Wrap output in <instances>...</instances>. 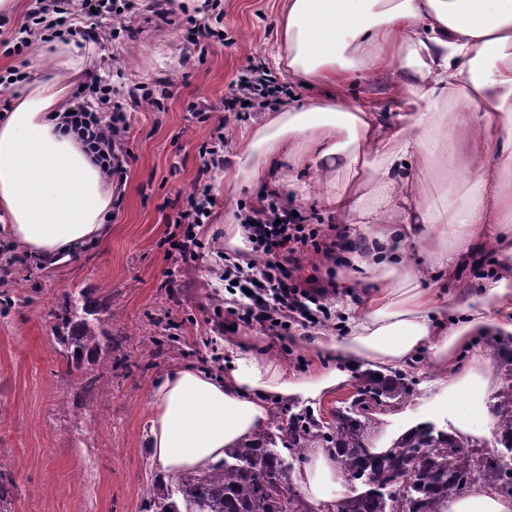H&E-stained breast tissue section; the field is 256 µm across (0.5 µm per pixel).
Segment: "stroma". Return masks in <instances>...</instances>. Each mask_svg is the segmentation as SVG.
I'll return each mask as SVG.
<instances>
[{
	"instance_id": "stroma-1",
	"label": "stroma",
	"mask_w": 512,
	"mask_h": 512,
	"mask_svg": "<svg viewBox=\"0 0 512 512\" xmlns=\"http://www.w3.org/2000/svg\"><path fill=\"white\" fill-rule=\"evenodd\" d=\"M284 0H221L223 41H210L203 61L182 65L176 25L152 11L129 23L113 44L90 46L87 54L102 81L128 90L136 83L155 87L172 83L175 92L162 112L140 108L128 113V147L133 155L119 196L112 199L110 233L68 261L50 264L25 255L0 235V263L24 258L12 279L0 283L12 307L0 316V460L9 462L17 484L11 512H151L148 489L163 473L146 445L149 408L146 394L168 370L190 365L211 369V353L202 340L224 341L215 324V306H229L231 296L214 275L216 251L223 248L224 216L254 201L266 187L287 190L299 173L279 159L255 182L232 184L223 171L212 174L217 203L202 233L212 250L195 266L170 273L165 255L172 204L187 196L202 160L199 147L216 126L224 128V154L232 156L241 136L259 124L262 113L237 120L224 110L230 83L248 65H261L278 82L289 83L290 103L330 94L327 86L290 84L276 63L281 46ZM394 77L381 72L355 74L347 93L373 101L386 111ZM206 103L201 118L192 107ZM466 169L450 172L440 163L422 174L421 200L429 207L462 204L470 186ZM412 274L424 275L428 288H444L463 298L472 269L433 274L414 244L405 248ZM86 293L111 313L104 328L112 349L96 361L75 365L61 353L54 332L55 315L67 295ZM180 339L179 349L166 339ZM108 382L99 396L84 390L87 376ZM413 392L404 406L410 417L445 427L446 417L428 405L439 392L428 363L414 371ZM407 417V418H410ZM407 418L391 420L401 428Z\"/></svg>"
}]
</instances>
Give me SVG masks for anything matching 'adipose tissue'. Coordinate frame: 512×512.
<instances>
[{
	"mask_svg": "<svg viewBox=\"0 0 512 512\" xmlns=\"http://www.w3.org/2000/svg\"><path fill=\"white\" fill-rule=\"evenodd\" d=\"M278 60L300 86L336 94L281 106L235 147L231 181L267 173L277 158L312 175L327 211L369 237L354 255L359 278L377 290L343 337L326 333L302 345L313 365L289 369L266 341L240 353L229 340L228 368L217 377L191 367L168 371L148 395L147 446L173 476L218 463L224 451L266 427L269 403L310 406L345 386L357 371L415 369L429 359L441 375L432 406L459 433L488 441L484 404L492 361L460 350L480 336L512 355V0H285ZM32 65L41 79L9 86L12 106L0 114V230L53 263L110 230L112 186L78 135L66 129L61 104L87 58L68 37L36 41ZM395 73L388 111L343 92L353 74ZM454 111L448 131L435 118ZM443 165L471 158L473 183L462 207L431 214L419 201L425 159ZM350 173L337 189L336 163ZM417 244L431 270L446 271L492 249L490 268L475 266L467 299L449 309L407 272L404 246ZM309 501L346 495L332 453L311 448L291 475Z\"/></svg>",
	"mask_w": 512,
	"mask_h": 512,
	"instance_id": "adipose-tissue-1",
	"label": "adipose tissue"
}]
</instances>
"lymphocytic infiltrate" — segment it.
<instances>
[{
    "mask_svg": "<svg viewBox=\"0 0 512 512\" xmlns=\"http://www.w3.org/2000/svg\"><path fill=\"white\" fill-rule=\"evenodd\" d=\"M141 6L142 0H29L25 35L14 40L12 52L23 55L52 25L86 43L110 44L126 32L128 21L140 13ZM217 7V0H204L202 7L183 19L184 64L202 59L206 41L219 37L213 26ZM287 92L263 67L251 65L229 86L224 109L261 112L274 108ZM87 94L95 98L96 109L76 107L67 123L94 154L105 177L122 182L132 158L126 147L127 112L142 106L164 111L172 92L166 85L157 90L138 83L123 101L111 85L91 74L73 92L77 98ZM200 155L202 166L194 190L170 219L175 233L168 239L167 257L185 267L197 264L210 249L200 229L215 204L212 171L224 165L222 131H214L211 144L202 146ZM237 217L251 252L224 257L223 279L241 293L234 306L225 310L226 325L235 330L257 325L286 341L297 332L328 326L336 317L333 301L341 290L338 270L344 265V252L351 248L346 228L312 223L310 215L295 212L276 188L264 190L254 203L241 207ZM312 254L319 256V263L306 265Z\"/></svg>",
    "mask_w": 512,
    "mask_h": 512,
    "instance_id": "lymphocytic-infiltrate-1",
    "label": "lymphocytic infiltrate"
}]
</instances>
